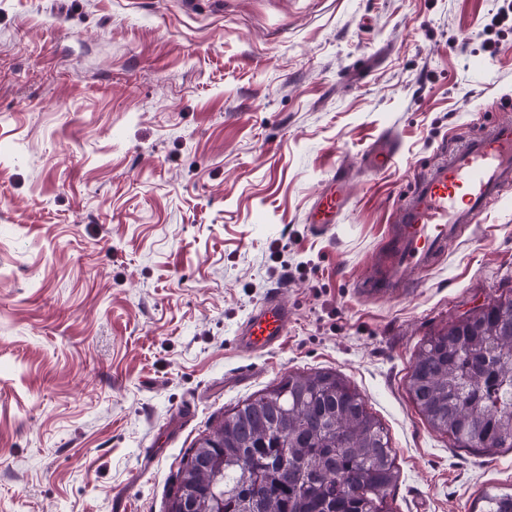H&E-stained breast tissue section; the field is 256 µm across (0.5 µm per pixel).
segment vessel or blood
Returning a JSON list of instances; mask_svg holds the SVG:
<instances>
[{"mask_svg": "<svg viewBox=\"0 0 512 512\" xmlns=\"http://www.w3.org/2000/svg\"><path fill=\"white\" fill-rule=\"evenodd\" d=\"M400 155L395 136L382 132L363 157L365 168L378 171L394 165ZM512 180V127L496 124L462 145L448 160L417 181L397 213L395 257L379 256L378 270L361 286L370 293L402 287L403 271L417 272L445 252L455 227L469 224L495 205L503 184ZM346 204L343 178L332 174L309 212L315 227L336 223ZM288 327V307L271 297L246 319L241 345L251 351L278 344Z\"/></svg>", "mask_w": 512, "mask_h": 512, "instance_id": "obj_1", "label": "vessel or blood"}]
</instances>
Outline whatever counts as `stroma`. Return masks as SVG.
<instances>
[{"label":"stroma","mask_w":512,"mask_h":512,"mask_svg":"<svg viewBox=\"0 0 512 512\" xmlns=\"http://www.w3.org/2000/svg\"><path fill=\"white\" fill-rule=\"evenodd\" d=\"M498 0H0V512H167L226 412L332 371L386 429L392 512H479L512 449L437 433L424 337L512 289V183L391 296L414 182L512 99ZM401 145L377 173L383 130ZM348 169L339 221L307 214ZM279 294L280 345L238 347ZM400 155V146L395 136L382 132L376 140V145L368 151L362 161L365 168L373 171L382 170L394 165Z\"/></svg>","instance_id":"obj_1"}]
</instances>
